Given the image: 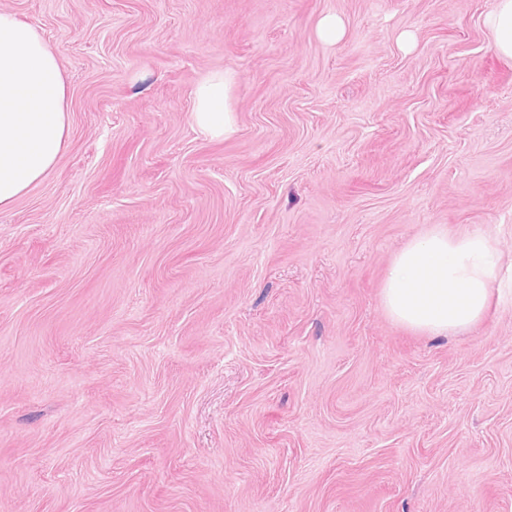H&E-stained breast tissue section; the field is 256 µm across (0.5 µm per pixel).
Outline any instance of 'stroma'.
Returning <instances> with one entry per match:
<instances>
[{"mask_svg":"<svg viewBox=\"0 0 512 512\" xmlns=\"http://www.w3.org/2000/svg\"><path fill=\"white\" fill-rule=\"evenodd\" d=\"M495 0H0L67 87L0 213V512H512V59ZM344 34L328 45L320 20ZM237 75V131L196 85ZM484 319L394 322L433 226ZM486 24L493 33L495 49L512 58V0H496ZM235 83V72L224 70L210 74L196 87L193 121L203 136L226 137L236 131L229 107ZM500 257L481 233L450 236L435 226L394 258L382 288L387 314L429 336L469 331L484 317Z\"/></svg>","mask_w":512,"mask_h":512,"instance_id":"1","label":"stroma"}]
</instances>
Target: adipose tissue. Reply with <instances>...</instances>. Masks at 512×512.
I'll return each instance as SVG.
<instances>
[{"instance_id":"adipose-tissue-1","label":"adipose tissue","mask_w":512,"mask_h":512,"mask_svg":"<svg viewBox=\"0 0 512 512\" xmlns=\"http://www.w3.org/2000/svg\"><path fill=\"white\" fill-rule=\"evenodd\" d=\"M234 71L215 72L195 90L193 121L206 137H226ZM66 84L57 56L37 29L0 11V211L54 170L67 135ZM500 265L483 234L448 235L436 226L394 258L382 290L387 314L429 336L469 331L484 317Z\"/></svg>"}]
</instances>
